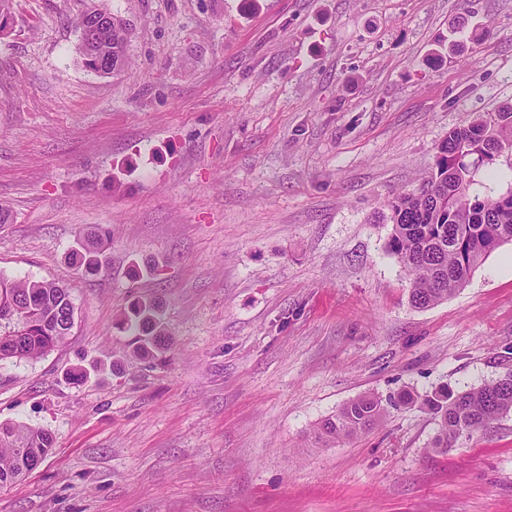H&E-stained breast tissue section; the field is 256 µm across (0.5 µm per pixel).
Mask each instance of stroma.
<instances>
[{
  "label": "stroma",
  "mask_w": 512,
  "mask_h": 512,
  "mask_svg": "<svg viewBox=\"0 0 512 512\" xmlns=\"http://www.w3.org/2000/svg\"><path fill=\"white\" fill-rule=\"evenodd\" d=\"M87 3L14 0L0 39V273L76 307L0 364V423L55 440L0 512H512V414L435 454L424 403L512 370V242L423 309L386 250L388 199L512 103V0H108L110 75L81 62ZM145 298L171 345L130 363ZM366 394L398 403L315 447ZM101 255V239L99 236H94L92 240L86 245H83L81 250L72 252V264L77 269H82L85 273L93 274L98 272L101 268L102 261Z\"/></svg>",
  "instance_id": "stroma-1"
}]
</instances>
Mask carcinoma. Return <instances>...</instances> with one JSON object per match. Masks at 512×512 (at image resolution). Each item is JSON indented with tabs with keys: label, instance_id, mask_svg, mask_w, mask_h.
Segmentation results:
<instances>
[{
	"label": "carcinoma",
	"instance_id": "cac0c4a2",
	"mask_svg": "<svg viewBox=\"0 0 512 512\" xmlns=\"http://www.w3.org/2000/svg\"><path fill=\"white\" fill-rule=\"evenodd\" d=\"M107 17L112 25L93 34L94 44L81 41L84 67L112 74L127 63L130 31L113 17L107 0H91L82 19L95 23ZM512 155V104L502 106L467 126L452 129L438 147L436 172L411 192L389 202L392 232L387 251L411 276L410 301L417 308L448 299L462 288L473 270L501 244L512 241V188L504 193L475 191L480 166ZM101 239L93 237L72 252V264L88 274L100 270ZM0 362L34 360L61 344L74 325L75 306L69 289L58 282L7 278L0 274ZM122 329L147 355L166 345L162 314L154 302L132 307ZM439 421L430 451L443 453L464 432L512 413V371L501 378L457 394L446 389L425 400ZM385 412L382 400L359 396L316 424L315 438L326 445L366 433ZM54 447L51 433L25 423L0 424V490L20 481Z\"/></svg>",
	"mask_w": 512,
	"mask_h": 512
}]
</instances>
